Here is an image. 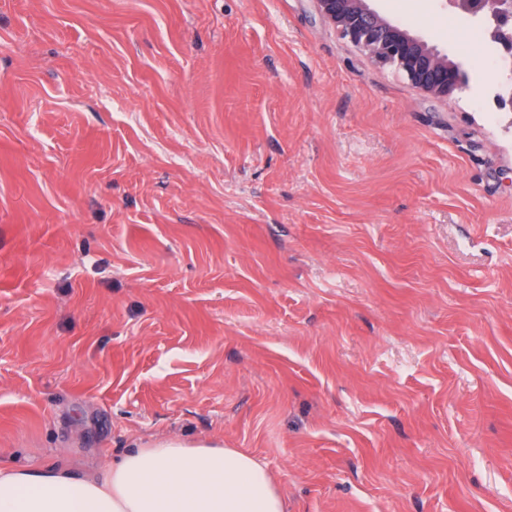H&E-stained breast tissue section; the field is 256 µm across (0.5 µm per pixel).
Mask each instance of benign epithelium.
<instances>
[{"instance_id": "7a95c632", "label": "benign epithelium", "mask_w": 512, "mask_h": 512, "mask_svg": "<svg viewBox=\"0 0 512 512\" xmlns=\"http://www.w3.org/2000/svg\"><path fill=\"white\" fill-rule=\"evenodd\" d=\"M318 13L376 64L393 70L412 87L446 99L465 85L460 68L404 26L369 6V0H313ZM460 11L497 23L492 38L512 45V0H449Z\"/></svg>"}]
</instances>
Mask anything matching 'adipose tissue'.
I'll use <instances>...</instances> for the list:
<instances>
[{"mask_svg": "<svg viewBox=\"0 0 512 512\" xmlns=\"http://www.w3.org/2000/svg\"><path fill=\"white\" fill-rule=\"evenodd\" d=\"M0 512H285L265 467L238 448L166 439L94 472L0 466Z\"/></svg>", "mask_w": 512, "mask_h": 512, "instance_id": "1", "label": "adipose tissue"}]
</instances>
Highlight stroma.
<instances>
[{
  "instance_id": "stroma-1",
  "label": "stroma",
  "mask_w": 512,
  "mask_h": 512,
  "mask_svg": "<svg viewBox=\"0 0 512 512\" xmlns=\"http://www.w3.org/2000/svg\"><path fill=\"white\" fill-rule=\"evenodd\" d=\"M0 0V462L164 437L286 512H512V112L448 0ZM370 0H313L318 13L376 64L435 99L465 85L460 68L404 26L372 9Z\"/></svg>"
}]
</instances>
